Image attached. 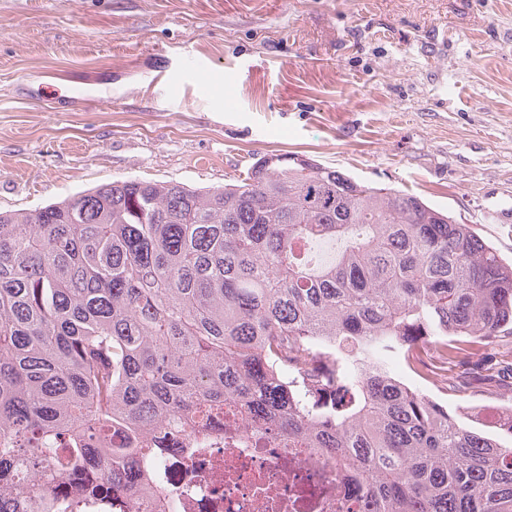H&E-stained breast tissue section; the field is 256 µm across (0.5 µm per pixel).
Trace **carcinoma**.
Segmentation results:
<instances>
[{
    "mask_svg": "<svg viewBox=\"0 0 512 512\" xmlns=\"http://www.w3.org/2000/svg\"><path fill=\"white\" fill-rule=\"evenodd\" d=\"M508 335L512 262L420 197L305 156L217 188L129 179L0 211V512H85L57 492L84 470L141 512L133 472L226 401L354 469L363 512H512V444L389 369L472 392Z\"/></svg>",
    "mask_w": 512,
    "mask_h": 512,
    "instance_id": "obj_1",
    "label": "carcinoma"
}]
</instances>
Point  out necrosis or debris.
<instances>
[{"label": "necrosis or debris", "instance_id": "obj_1", "mask_svg": "<svg viewBox=\"0 0 512 512\" xmlns=\"http://www.w3.org/2000/svg\"><path fill=\"white\" fill-rule=\"evenodd\" d=\"M173 442L135 483L175 498L179 512H361L352 469L282 432L244 433L234 404L200 416Z\"/></svg>", "mask_w": 512, "mask_h": 512}]
</instances>
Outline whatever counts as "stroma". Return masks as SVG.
<instances>
[{"instance_id": "stroma-1", "label": "stroma", "mask_w": 512, "mask_h": 512, "mask_svg": "<svg viewBox=\"0 0 512 512\" xmlns=\"http://www.w3.org/2000/svg\"><path fill=\"white\" fill-rule=\"evenodd\" d=\"M53 70L111 85L25 101ZM290 153L416 194L512 259V0H0V210L115 180L216 187ZM501 412L512 383L451 394ZM56 73L37 71L29 75L21 87L22 95L29 101H38L42 98L45 89L56 83ZM62 88V87H61ZM97 87L64 85L55 98V112H71L75 104L86 97H99Z\"/></svg>"}]
</instances>
